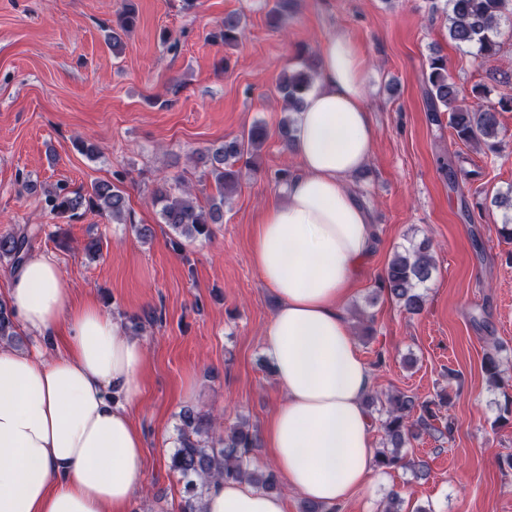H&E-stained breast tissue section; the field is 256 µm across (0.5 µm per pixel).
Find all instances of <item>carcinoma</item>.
I'll use <instances>...</instances> for the list:
<instances>
[{
	"label": "carcinoma",
	"mask_w": 512,
	"mask_h": 512,
	"mask_svg": "<svg viewBox=\"0 0 512 512\" xmlns=\"http://www.w3.org/2000/svg\"><path fill=\"white\" fill-rule=\"evenodd\" d=\"M289 0H275L268 11L270 26L278 28L285 19ZM431 15L442 14L448 21L450 39L460 48L476 49L482 62H489L500 50L501 38L512 37V0H430ZM137 24L133 0L125 4L113 21L112 50L118 51L122 35ZM243 34L242 16L229 13L213 33L215 42L226 45L236 43ZM319 61L307 59L301 68L284 74L280 92L285 110H300L304 94L310 90L318 73ZM425 84L427 111L438 120V113L447 112L448 124L457 138L465 143L486 147L493 151L498 144V107L512 105V96H503L499 104L482 101L486 93L474 90L480 101L470 107L458 104L459 90L448 74L447 59L441 55L429 59L422 74ZM267 138L266 129L256 124L248 134L233 138L217 149L200 151L194 159L195 166L214 180L216 194L210 197L208 207L194 201L189 191L182 188L180 178L165 179L153 190V205L158 208L160 223L165 224L179 237L185 239L208 238L211 225L221 224L224 219V199L238 184L239 162L251 165V157ZM45 202L50 210L59 215L79 218L82 211L91 210L109 215L117 224L127 223L128 207L124 191L109 182H95L91 190L81 194L59 185L47 193ZM30 236L27 227H19L0 235V260L7 259L16 267L29 256ZM436 271L428 244L412 243L395 253L383 276L379 290L394 297L409 314H416L424 306L421 288ZM19 336L8 303L0 299V344H10ZM499 347L491 348L484 356V369L489 381L499 386L503 380L498 359ZM433 402L418 400L404 392L390 395L379 409L380 428L383 431V448L376 453V464L381 469H391L403 462L399 449L411 439L423 434H443L452 430L447 425L440 429L435 425L438 415ZM213 417L203 411L186 410L180 415L177 426V445L170 456L169 468L184 482L187 500L183 512H199V503L209 486L220 480L242 481L263 490L277 489L275 475L263 477L250 469V458L257 445V433L246 423L236 424L222 435L216 434Z\"/></svg>",
	"instance_id": "1"
}]
</instances>
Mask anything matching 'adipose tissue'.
<instances>
[{"mask_svg":"<svg viewBox=\"0 0 512 512\" xmlns=\"http://www.w3.org/2000/svg\"><path fill=\"white\" fill-rule=\"evenodd\" d=\"M359 47L332 37L297 115L300 171L260 215L252 259L277 299L265 356L283 403L264 430L279 477L325 512L364 488L375 467L365 400L373 375L343 305L375 245L349 182L376 132ZM18 324L64 348L53 358L0 348V512H128L143 480V342L96 301L74 304L56 265L32 257L12 274ZM203 512H288L285 496L247 482L212 485Z\"/></svg>","mask_w":512,"mask_h":512,"instance_id":"ef3b65f1","label":"adipose tissue"}]
</instances>
